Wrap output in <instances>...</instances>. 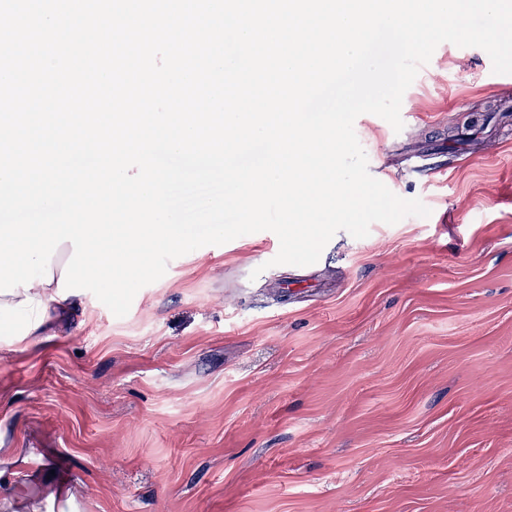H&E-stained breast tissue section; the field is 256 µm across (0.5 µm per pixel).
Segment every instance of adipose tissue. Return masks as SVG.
Returning <instances> with one entry per match:
<instances>
[{"label": "adipose tissue", "instance_id": "1", "mask_svg": "<svg viewBox=\"0 0 512 512\" xmlns=\"http://www.w3.org/2000/svg\"><path fill=\"white\" fill-rule=\"evenodd\" d=\"M99 196L96 181L79 174L72 187L71 213L20 255L2 243L28 238L29 228L0 225V326L9 328L17 341L44 335L52 321L74 307L77 287L109 277L115 260L137 262L138 252L118 257L109 249L112 227L101 221Z\"/></svg>", "mask_w": 512, "mask_h": 512}]
</instances>
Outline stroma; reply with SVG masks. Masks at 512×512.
Returning a JSON list of instances; mask_svg holds the SVG:
<instances>
[{
    "label": "stroma",
    "instance_id": "35a3bbf8",
    "mask_svg": "<svg viewBox=\"0 0 512 512\" xmlns=\"http://www.w3.org/2000/svg\"><path fill=\"white\" fill-rule=\"evenodd\" d=\"M368 171L431 214L273 265L270 231L0 335V512H512V81L445 42Z\"/></svg>",
    "mask_w": 512,
    "mask_h": 512
}]
</instances>
